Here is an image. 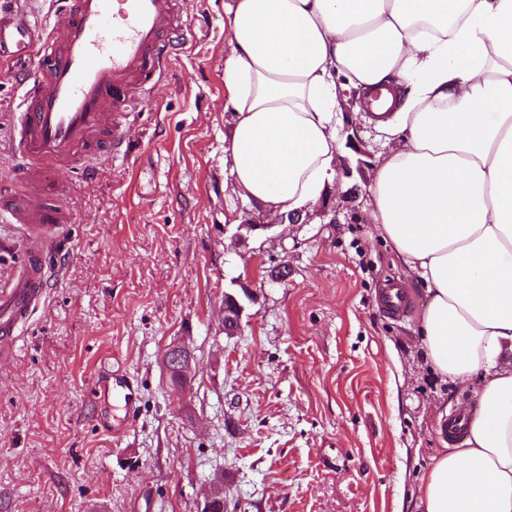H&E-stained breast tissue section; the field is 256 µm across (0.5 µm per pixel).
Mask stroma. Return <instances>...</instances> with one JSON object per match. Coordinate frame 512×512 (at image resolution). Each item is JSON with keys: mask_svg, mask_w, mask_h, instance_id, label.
<instances>
[{"mask_svg": "<svg viewBox=\"0 0 512 512\" xmlns=\"http://www.w3.org/2000/svg\"><path fill=\"white\" fill-rule=\"evenodd\" d=\"M182 8L164 79L131 104L126 155L65 178L72 221L16 354L0 360V512H199L219 479L228 512H418L443 417L475 410L476 385L427 362L426 291L368 219L382 135L347 96L326 198L302 223L238 233L224 0ZM35 63L0 60V191L14 187L9 131ZM391 283L404 314L380 305ZM244 287L253 300L225 335L224 295ZM174 344L194 356L180 389L162 364ZM115 361L141 393L119 440L88 397Z\"/></svg>", "mask_w": 512, "mask_h": 512, "instance_id": "obj_1", "label": "stroma"}]
</instances>
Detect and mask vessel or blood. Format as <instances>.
I'll return each instance as SVG.
<instances>
[{
	"label": "vessel or blood",
	"mask_w": 512,
	"mask_h": 512,
	"mask_svg": "<svg viewBox=\"0 0 512 512\" xmlns=\"http://www.w3.org/2000/svg\"><path fill=\"white\" fill-rule=\"evenodd\" d=\"M56 22L27 0H0V58H38L22 92L13 134L19 201L0 199V215L19 225L24 253L14 280L0 288V354L15 351L20 325L43 295L44 253L71 220L63 177L95 174L101 153L120 154L131 100L165 75L174 35L186 29L181 0H59ZM96 407L111 412L105 429L120 438L135 420L134 378L115 367L95 379Z\"/></svg>",
	"instance_id": "1"
}]
</instances>
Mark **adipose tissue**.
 Returning <instances> with one entry per match:
<instances>
[{
  "label": "adipose tissue",
  "instance_id": "ef3b65f1",
  "mask_svg": "<svg viewBox=\"0 0 512 512\" xmlns=\"http://www.w3.org/2000/svg\"><path fill=\"white\" fill-rule=\"evenodd\" d=\"M224 15V160L260 214L312 210L344 95L387 88L368 218L426 289L433 370L481 379L420 506L512 512V0H226Z\"/></svg>",
  "mask_w": 512,
  "mask_h": 512
}]
</instances>
